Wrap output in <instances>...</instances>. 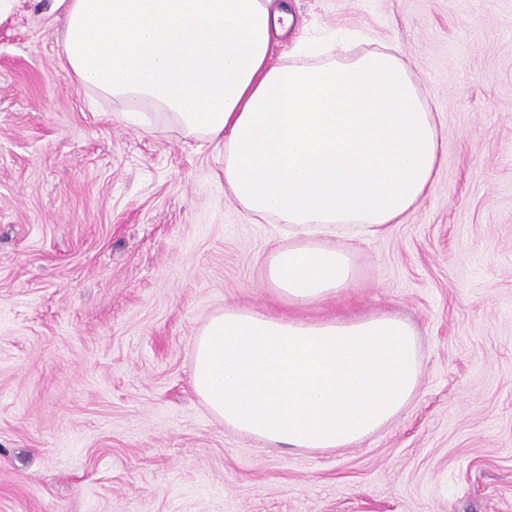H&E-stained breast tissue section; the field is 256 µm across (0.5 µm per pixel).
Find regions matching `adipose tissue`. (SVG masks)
Returning a JSON list of instances; mask_svg holds the SVG:
<instances>
[{
	"mask_svg": "<svg viewBox=\"0 0 512 512\" xmlns=\"http://www.w3.org/2000/svg\"><path fill=\"white\" fill-rule=\"evenodd\" d=\"M76 84L142 122L224 145V185L246 213L288 225L266 281L292 306L355 280L336 231L375 235L432 190L442 136L412 73L388 49L299 44L270 65L280 0H53ZM191 384L218 420L277 448L354 447L410 406L417 332L376 312L315 321L225 303L194 343Z\"/></svg>",
	"mask_w": 512,
	"mask_h": 512,
	"instance_id": "ef3b65f1",
	"label": "adipose tissue"
}]
</instances>
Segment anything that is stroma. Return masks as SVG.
Segmentation results:
<instances>
[{
	"label": "stroma",
	"mask_w": 512,
	"mask_h": 512,
	"mask_svg": "<svg viewBox=\"0 0 512 512\" xmlns=\"http://www.w3.org/2000/svg\"><path fill=\"white\" fill-rule=\"evenodd\" d=\"M296 41L393 47L442 129L433 190L354 246L345 297L264 284L285 225L224 186L223 146L79 88L51 0L0 10V512H512V0H285ZM419 332L410 407L354 448L269 447L191 386L225 302Z\"/></svg>",
	"instance_id": "35a3bbf8"
}]
</instances>
